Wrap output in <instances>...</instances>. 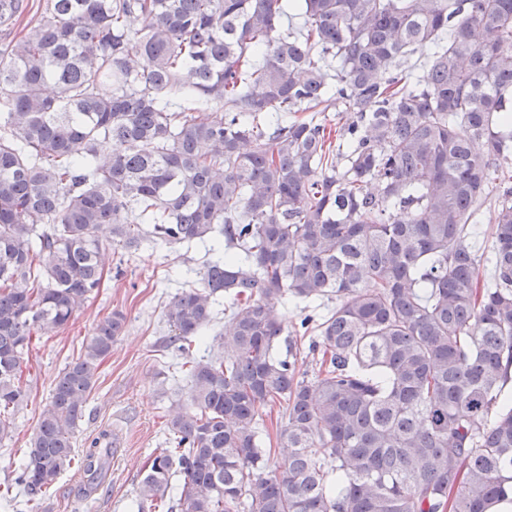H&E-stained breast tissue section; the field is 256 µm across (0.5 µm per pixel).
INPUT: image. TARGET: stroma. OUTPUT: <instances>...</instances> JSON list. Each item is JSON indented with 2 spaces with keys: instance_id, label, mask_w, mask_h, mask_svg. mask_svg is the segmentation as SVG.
<instances>
[{
  "instance_id": "1",
  "label": "stroma",
  "mask_w": 512,
  "mask_h": 512,
  "mask_svg": "<svg viewBox=\"0 0 512 512\" xmlns=\"http://www.w3.org/2000/svg\"><path fill=\"white\" fill-rule=\"evenodd\" d=\"M205 259L206 249L200 244L146 243L129 254L117 246L107 248L98 292L66 330L36 342L23 368L30 402L16 419L12 439L0 444V498L20 492L15 483L18 467L66 359L78 355L99 318L118 309L127 317L125 329L98 370L96 389L76 430L81 448L103 430L119 438L106 481L85 498L79 471L69 470L24 512H130L146 466L165 446L166 415L186 403L190 392L184 374L163 349L169 334L165 308L182 287L198 280Z\"/></svg>"
}]
</instances>
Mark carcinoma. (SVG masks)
<instances>
[{"label":"carcinoma","instance_id":"cac0c4a2","mask_svg":"<svg viewBox=\"0 0 512 512\" xmlns=\"http://www.w3.org/2000/svg\"><path fill=\"white\" fill-rule=\"evenodd\" d=\"M2 29L0 443L33 341L101 285L106 226L127 250L210 254L165 309L189 404L138 512H487L512 492V175L493 165L512 155V0H0ZM337 104L336 144L317 115ZM290 300L326 308L281 356ZM125 325L102 316L54 380L29 501L77 458L84 495L106 478L112 433L74 437Z\"/></svg>","mask_w":512,"mask_h":512}]
</instances>
